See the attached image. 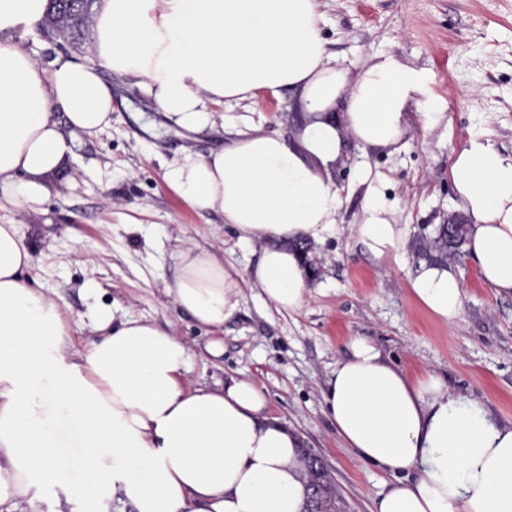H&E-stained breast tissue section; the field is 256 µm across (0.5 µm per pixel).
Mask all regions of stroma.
Instances as JSON below:
<instances>
[{
  "mask_svg": "<svg viewBox=\"0 0 512 512\" xmlns=\"http://www.w3.org/2000/svg\"><path fill=\"white\" fill-rule=\"evenodd\" d=\"M320 11L321 33L337 62L355 71L390 54L423 71L420 99L445 112L448 123L432 132L412 123L397 151L348 145L345 162L331 171L344 191L338 230L314 246L320 274L300 310H276L247 288L239 311L214 334L167 296L181 241L219 245L225 262L241 270L255 264L259 251L240 245L222 216L198 215L165 178L168 165L222 149L231 134L178 127L130 78L107 74L111 125L75 133L71 155L48 179L49 194L21 214L1 209L0 221L19 223L34 256L29 276L58 298L76 348L96 339L88 318L93 308L118 320L171 324L195 351L192 382L235 377L264 384L270 414L295 428L324 462L343 512H372L392 478L345 447L321 397L352 338H369L410 376L437 373L450 391L512 422V296L487 286L476 261L464 256L455 266L464 284L461 314L440 322L409 291L413 251L377 260L352 232L363 202L353 188L360 162L384 177L396 220L413 239L420 225L447 223L455 212L448 179L453 149L483 131L512 150V0H321ZM16 39L45 65L58 56L96 62L87 47H60L37 26ZM308 121L290 93L263 97L265 132L290 141ZM213 341L222 347L216 356L207 349Z\"/></svg>",
  "mask_w": 512,
  "mask_h": 512,
  "instance_id": "stroma-1",
  "label": "stroma"
}]
</instances>
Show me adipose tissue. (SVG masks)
Masks as SVG:
<instances>
[{"mask_svg": "<svg viewBox=\"0 0 512 512\" xmlns=\"http://www.w3.org/2000/svg\"><path fill=\"white\" fill-rule=\"evenodd\" d=\"M49 0H0V196L24 212L50 191L47 176L72 152V133L112 121L102 71L134 78L158 111L198 132L215 127V104L260 109L288 90L309 123L294 141L243 120L223 149L185 155L166 174L194 211L216 212L245 246L239 270L223 254L189 244L165 291L201 327L238 312L242 288L277 310L301 309L309 280L294 245L333 233L343 206L330 171L348 142L397 147L412 120L440 128L445 115L408 105L424 74L390 55L359 72L332 61L319 0H98L91 49L97 63L55 58L50 66L9 40L40 23ZM448 173L469 224V253L482 281L512 295V151L485 132L453 150ZM365 188L358 242L377 260L398 253L384 181L359 170ZM33 257L17 223L0 224V505L39 512L40 490L56 512H303L310 493L302 437L268 411L253 379L191 383V347L158 323L96 312L100 337L73 350L58 302L32 287ZM435 319L461 313L463 282L452 265L419 264L408 281ZM329 373L325 412L347 448L393 481L375 512H512V424L449 391L443 378H413L370 340L356 337ZM72 425L88 486L73 496L59 464L61 423Z\"/></svg>", "mask_w": 512, "mask_h": 512, "instance_id": "1", "label": "adipose tissue"}]
</instances>
